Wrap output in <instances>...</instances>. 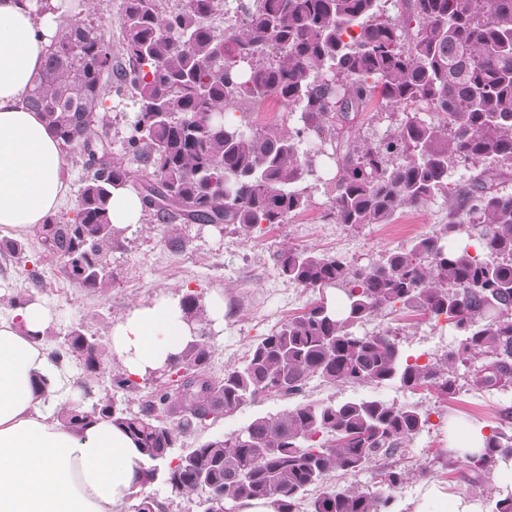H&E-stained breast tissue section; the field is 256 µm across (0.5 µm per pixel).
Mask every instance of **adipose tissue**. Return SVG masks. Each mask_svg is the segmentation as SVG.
<instances>
[{
	"instance_id": "obj_1",
	"label": "adipose tissue",
	"mask_w": 512,
	"mask_h": 512,
	"mask_svg": "<svg viewBox=\"0 0 512 512\" xmlns=\"http://www.w3.org/2000/svg\"><path fill=\"white\" fill-rule=\"evenodd\" d=\"M53 34L33 0H0V231H34L70 191L53 128L23 102ZM52 321L35 296L0 318V512H125L146 462L110 422L77 434L57 418L79 392L42 343ZM195 331L180 294L165 292L131 304L113 323L109 348L142 379L173 363ZM42 378L49 385L41 391Z\"/></svg>"
}]
</instances>
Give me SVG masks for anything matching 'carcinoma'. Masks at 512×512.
<instances>
[{
	"mask_svg": "<svg viewBox=\"0 0 512 512\" xmlns=\"http://www.w3.org/2000/svg\"><path fill=\"white\" fill-rule=\"evenodd\" d=\"M406 12L381 19L380 0H257L244 24H208L221 0H122L119 53L99 25L80 22L51 43L24 101L43 114L78 158L87 177L72 222L55 217L36 229L41 252L64 259L79 287L103 292L112 277L106 254L120 230L109 219L112 189L127 187L174 234L180 224L233 226L248 236L261 224H285L310 205L302 183L336 160L338 178L329 217L360 227L389 224L407 206L448 201V223L376 262L283 246L273 252L279 274L304 288H339L341 312L312 304L251 347L243 362L211 373L205 333L170 369L177 379L137 412L112 399L89 408L60 407L58 419L75 433L97 419L125 428L148 467L171 491L197 498L204 490L228 512L241 501L271 499L275 512H301L311 489L322 492L308 512H394V492L407 479L389 458L430 423L412 404L381 399L302 402L258 416L227 439L208 440L169 461L177 433L207 415L232 414L255 396L297 395L308 382L427 388L446 399L464 382L499 392L512 386V192L498 188L512 168V0H404ZM128 93L137 106L125 153L116 158L108 135L94 131L103 86ZM273 96L304 112L286 132L247 130L221 110L248 112ZM403 119L377 143L357 138L337 156L306 141L332 123L352 124L368 103ZM431 112L437 121L419 113ZM173 112L172 121L153 119ZM476 171L448 187L449 169ZM400 302L424 316L445 317L459 340L420 364L405 357L391 331L366 332L375 315ZM189 320L203 323L193 294L183 297ZM79 361L82 375H99L108 354L78 330L51 353L57 366ZM470 479L490 477L512 461V407L485 436L478 454L463 453ZM379 480L366 490L324 486L334 472L358 473L378 462Z\"/></svg>",
	"mask_w": 512,
	"mask_h": 512,
	"instance_id": "cac0c4a2",
	"label": "carcinoma"
}]
</instances>
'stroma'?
I'll return each instance as SVG.
<instances>
[{"label": "stroma", "mask_w": 512, "mask_h": 512, "mask_svg": "<svg viewBox=\"0 0 512 512\" xmlns=\"http://www.w3.org/2000/svg\"><path fill=\"white\" fill-rule=\"evenodd\" d=\"M119 4L120 0H60L54 7L50 0H34L37 13L53 9L62 18L101 23L107 37L114 40L120 36ZM102 95L100 112L106 117L112 149L119 155L130 134L135 108L127 96L116 95L112 89H104ZM334 190L333 182L321 180L312 191V204L306 211L285 224L261 225L248 238L229 227L181 225L183 247L177 251L170 250L166 243L165 225L153 215H144L141 224L122 231L118 246L108 253L112 286L102 295L78 288L68 278L62 260L41 255L34 234H26L24 257L0 256V316L11 315V296L26 291L41 298L53 313L44 339L47 348L59 346L75 329L104 347L113 323L133 302L171 291L197 294L206 304L212 295L220 294L227 307L224 330L209 331L208 339L213 374L223 376L226 368L241 362L259 338L289 317L303 313L313 301L322 299L334 306L343 302L339 290L312 291L280 276L271 257L277 246L288 243L337 253L365 264L386 251L408 246L448 221L447 202L435 197L405 209L392 223L352 228L327 216ZM364 329L395 331L406 353L424 358L447 350L457 340L446 319L430 320L399 304L366 323ZM124 375L116 359H107L103 371L93 380L94 392L110 395L121 407L136 411L150 392L169 382L168 376L162 375L129 392L116 386L117 379ZM362 398L415 404L430 415L429 428L412 439L396 458L398 466L409 474L395 492L400 512H411L426 480L447 487L449 497L472 501L480 512H493L499 493L512 490V473L472 483L448 464L449 425L487 431L497 427L503 406H512V390L489 394L465 385L455 398L444 401L435 391L411 390L397 383L330 385L315 378L297 396L261 394L236 413L179 435L176 450L181 453L205 440L229 438L254 418L281 413L301 402L336 403Z\"/></svg>", "instance_id": "1"}]
</instances>
